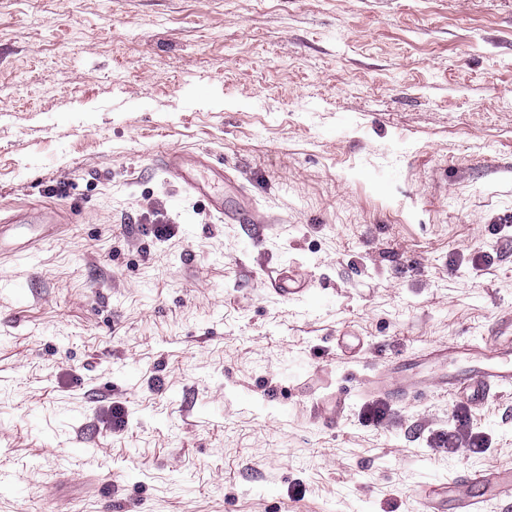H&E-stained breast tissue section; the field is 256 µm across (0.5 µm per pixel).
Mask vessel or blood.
<instances>
[{
  "mask_svg": "<svg viewBox=\"0 0 512 512\" xmlns=\"http://www.w3.org/2000/svg\"><path fill=\"white\" fill-rule=\"evenodd\" d=\"M162 164L186 191L210 196L212 180L200 175L202 169L209 167L206 159H188L169 153L163 157ZM451 353L469 360L471 367L462 375H444L439 386L445 391L483 405L512 388V318L502 321L497 335L489 337L480 349L437 348L429 351L427 358L441 362ZM371 387L400 400L421 396L428 390L427 384L412 376L392 384L375 381ZM417 498L419 512H481L491 499L512 502V469L469 472L445 485H424L419 488Z\"/></svg>",
  "mask_w": 512,
  "mask_h": 512,
  "instance_id": "b4317fda",
  "label": "vessel or blood"
}]
</instances>
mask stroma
<instances>
[{"mask_svg": "<svg viewBox=\"0 0 512 512\" xmlns=\"http://www.w3.org/2000/svg\"><path fill=\"white\" fill-rule=\"evenodd\" d=\"M1 86L40 242L0 244V512H417L512 467V392L362 390L512 317V0H0ZM460 410L486 454L440 445ZM162 164L186 191L208 197L214 210L224 213V206L217 201L215 194L211 192V182L201 177L199 173L201 169H209L216 179L224 180V168L211 167L209 162L202 157L187 159L174 153L166 154L162 159Z\"/></svg>", "mask_w": 512, "mask_h": 512, "instance_id": "35a3bbf8", "label": "stroma"}]
</instances>
